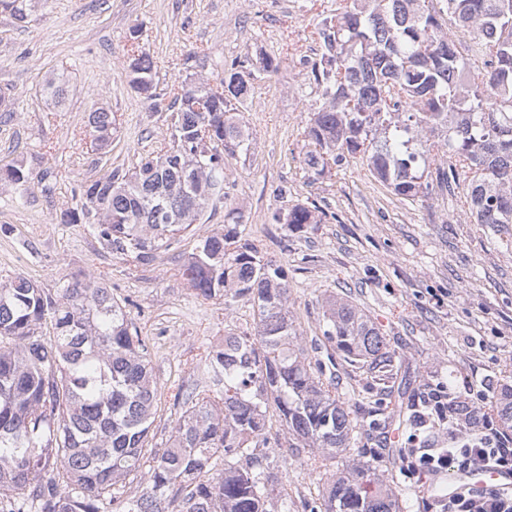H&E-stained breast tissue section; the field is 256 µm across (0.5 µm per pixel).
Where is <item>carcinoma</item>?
Instances as JSON below:
<instances>
[{"label":"carcinoma","instance_id":"1","mask_svg":"<svg viewBox=\"0 0 512 512\" xmlns=\"http://www.w3.org/2000/svg\"><path fill=\"white\" fill-rule=\"evenodd\" d=\"M32 8V0H0V14L19 22ZM315 35L317 58L301 61L316 94L303 128L304 169L318 179L360 162L405 200L445 188L458 194L459 224H512V0H342ZM131 40L129 82L153 102L152 57L134 31ZM468 52L482 56V70L468 67ZM252 80L246 52L224 66L215 87L173 86L169 148L141 157L131 173L84 184L62 222L89 225L130 264L152 262L211 202L228 199L224 154L250 148L239 112ZM115 122L106 109L89 113L98 147L108 145ZM35 179L23 158L0 162L1 186L27 190ZM225 218L224 229L198 239L179 273L195 296L222 299L226 310L251 301L255 323L192 360L195 380L176 388L181 414L158 446L150 431L164 390L151 344L107 275L76 276L55 293L21 275L0 281V512H269L281 493L257 449L271 444L308 448L323 462L351 451L326 471L327 490L310 512H403L408 499L360 460L362 441L385 425L354 418L351 396L325 378L291 319L283 265L241 239L236 210ZM325 218L313 203L274 215L296 230ZM323 337L371 380L389 419L401 415L391 400L396 353L370 318L330 299ZM437 391L428 386L405 420L409 436L427 426L446 436L448 424L470 415L454 400L437 417ZM494 402L512 428V382ZM270 406L279 418L274 433Z\"/></svg>","mask_w":512,"mask_h":512}]
</instances>
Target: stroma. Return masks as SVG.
<instances>
[{
  "instance_id": "stroma-1",
  "label": "stroma",
  "mask_w": 512,
  "mask_h": 512,
  "mask_svg": "<svg viewBox=\"0 0 512 512\" xmlns=\"http://www.w3.org/2000/svg\"><path fill=\"white\" fill-rule=\"evenodd\" d=\"M335 7L336 0H39L27 23L0 14V96L13 113L0 122V158L25 157L54 183L50 193L0 189V226L11 228L0 233V280L21 274L56 289L74 275L106 273L154 346L156 375L185 384L202 345L255 320L247 300L225 313L223 301L196 298L178 274L198 236L222 229L233 207L242 238L286 269L292 319L304 335L321 337L329 298L371 318L396 352L393 397L402 406L443 376L449 396L467 402L482 384L503 383L512 375V224L456 223L454 197L400 199L362 165L318 180L303 168V105L314 95L301 62L314 56L315 28ZM134 28L165 105L171 85L217 82L240 55L280 61L277 72L258 74L241 114L254 137L250 152L224 159L230 205L208 210L195 230L137 267L103 249L85 225L61 221L81 185L135 166L171 139L169 110L155 111L128 83ZM194 52L206 54L205 65L191 60ZM50 79L61 97L47 94ZM99 107L116 117L104 150L88 133V115ZM298 202L317 203L327 218L305 232L275 222ZM407 446L404 428L392 424L365 460L409 490L411 512H431V478L414 469ZM307 456L295 450L274 468L287 482L288 512H307L325 491Z\"/></svg>"
}]
</instances>
